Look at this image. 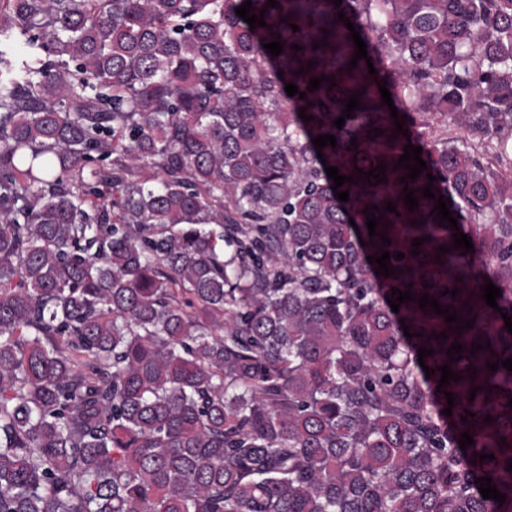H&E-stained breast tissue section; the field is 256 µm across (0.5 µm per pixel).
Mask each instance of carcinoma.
<instances>
[{
    "label": "carcinoma",
    "mask_w": 512,
    "mask_h": 512,
    "mask_svg": "<svg viewBox=\"0 0 512 512\" xmlns=\"http://www.w3.org/2000/svg\"><path fill=\"white\" fill-rule=\"evenodd\" d=\"M244 2L0 0V512H512V372L487 367L512 358V0H251L253 30ZM409 142L458 227L395 168ZM381 163L335 198L325 167ZM457 228L473 252L438 253Z\"/></svg>",
    "instance_id": "obj_1"
}]
</instances>
